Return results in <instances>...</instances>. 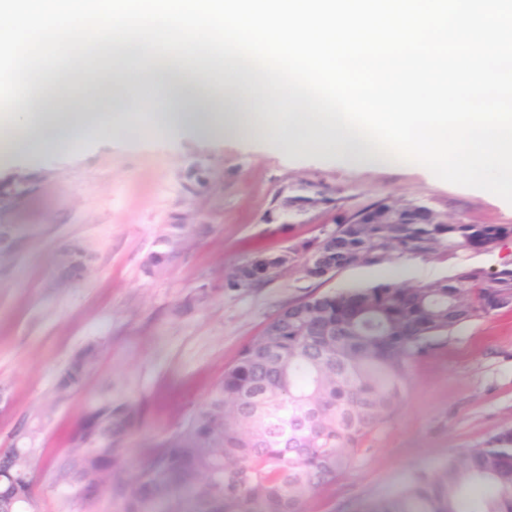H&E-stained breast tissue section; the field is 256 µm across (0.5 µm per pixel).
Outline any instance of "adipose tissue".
<instances>
[{"instance_id":"obj_1","label":"adipose tissue","mask_w":512,"mask_h":512,"mask_svg":"<svg viewBox=\"0 0 512 512\" xmlns=\"http://www.w3.org/2000/svg\"><path fill=\"white\" fill-rule=\"evenodd\" d=\"M168 63L167 55L152 54L143 66L148 73L160 70L165 73L160 111L148 118L138 117L137 92L129 90L123 107L112 113L113 128L131 134L149 128L167 136L188 130L205 139H218L267 134L277 119L273 99L263 93L261 85L246 71L228 75L218 63L202 61L181 66L179 74L172 75L166 71ZM56 79L53 73L38 79L36 94L26 97L8 116L0 117L1 157L10 160L34 156L59 147L77 151L89 138L102 133L101 124L77 125L53 113L50 88ZM243 97L263 109L264 122H257L254 114L237 111L236 104ZM293 119L296 123L293 136L279 141L286 151L324 153L354 164L379 160L361 140L343 138L338 130H323L321 123L298 112Z\"/></svg>"}]
</instances>
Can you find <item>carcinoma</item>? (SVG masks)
<instances>
[{"label":"carcinoma","instance_id":"cac0c4a2","mask_svg":"<svg viewBox=\"0 0 512 512\" xmlns=\"http://www.w3.org/2000/svg\"><path fill=\"white\" fill-rule=\"evenodd\" d=\"M189 241L184 225H166L159 249L144 261L146 272L166 273ZM511 246V224H469L425 205L376 201L288 247L293 259L286 266L279 253L252 249L225 275L224 287L260 288L287 266L314 286L278 310L135 471L129 438L146 422L148 405L115 388L100 398L73 429L75 453L57 463L61 476L83 479V493L73 492L72 501H99L107 477L121 512H306L310 498L351 469L366 437L396 416L415 361L462 326L512 310L506 256L493 271L462 268L412 286L388 282L334 293L319 291L326 280L310 276L309 259L318 254L340 272L357 252L365 265L380 266ZM461 291L466 303L458 308ZM412 316L417 334L401 335ZM97 356L91 345L78 351L56 394L77 388ZM51 411L47 406L17 427L6 450L11 472L26 486L35 483V445ZM468 452L467 470L450 457L360 512H512V430Z\"/></svg>","mask_w":512,"mask_h":512}]
</instances>
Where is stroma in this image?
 <instances>
[{
    "label": "stroma",
    "mask_w": 512,
    "mask_h": 512,
    "mask_svg": "<svg viewBox=\"0 0 512 512\" xmlns=\"http://www.w3.org/2000/svg\"><path fill=\"white\" fill-rule=\"evenodd\" d=\"M143 62L116 65L109 91L121 100L136 87L152 110L159 86L143 81ZM22 194L0 204V227L16 235L0 261V449L20 423L52 404L35 464L38 512H77L56 465L70 453L69 430L108 385L149 401L152 412L131 442L146 455L175 431L240 348L305 283L287 273L249 292L224 287V273L245 249L283 250L319 234L371 201L422 204L472 224H512V203L478 188L442 181L415 164L357 166L333 156L289 153L274 137L245 135L207 142L185 131L107 132L80 151L51 149L0 166V192ZM294 198L303 210L286 209ZM290 231H279L282 221ZM196 228L187 258L152 278L143 262L165 225ZM88 249L87 274H61L70 247ZM500 254H436L386 266H354L326 290L416 283L454 275L460 267L491 271ZM206 304L185 308L199 285ZM100 348L81 387L65 397L55 385L73 355ZM512 430V311L456 330L445 346L411 368L402 408L365 439L353 468L310 500L308 512H356L385 497L417 469Z\"/></svg>",
    "instance_id": "obj_1"
}]
</instances>
